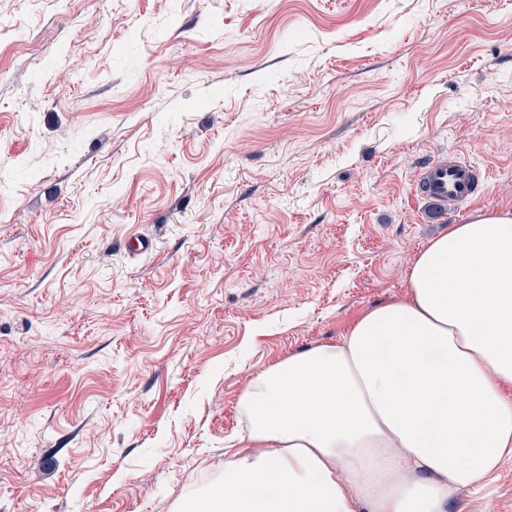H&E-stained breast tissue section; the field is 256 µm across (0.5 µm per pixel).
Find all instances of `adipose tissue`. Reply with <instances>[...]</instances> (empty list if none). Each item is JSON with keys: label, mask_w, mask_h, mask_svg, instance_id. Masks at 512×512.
Listing matches in <instances>:
<instances>
[{"label": "adipose tissue", "mask_w": 512, "mask_h": 512, "mask_svg": "<svg viewBox=\"0 0 512 512\" xmlns=\"http://www.w3.org/2000/svg\"><path fill=\"white\" fill-rule=\"evenodd\" d=\"M407 283L251 379L234 451L171 512H448L493 479L512 460V211L429 240Z\"/></svg>", "instance_id": "1"}]
</instances>
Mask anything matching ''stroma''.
I'll list each match as a JSON object with an SVG mask.
<instances>
[{
	"label": "stroma",
	"instance_id": "obj_1",
	"mask_svg": "<svg viewBox=\"0 0 512 512\" xmlns=\"http://www.w3.org/2000/svg\"><path fill=\"white\" fill-rule=\"evenodd\" d=\"M459 151L485 179L442 214L417 180ZM501 210L503 0H0V512H168L254 373Z\"/></svg>",
	"mask_w": 512,
	"mask_h": 512
}]
</instances>
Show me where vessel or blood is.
<instances>
[{
	"mask_svg": "<svg viewBox=\"0 0 512 512\" xmlns=\"http://www.w3.org/2000/svg\"><path fill=\"white\" fill-rule=\"evenodd\" d=\"M477 181L478 169L470 161H437L423 172L416 190L428 201L459 205L473 196Z\"/></svg>",
	"mask_w": 512,
	"mask_h": 512,
	"instance_id": "1",
	"label": "vessel or blood"
}]
</instances>
